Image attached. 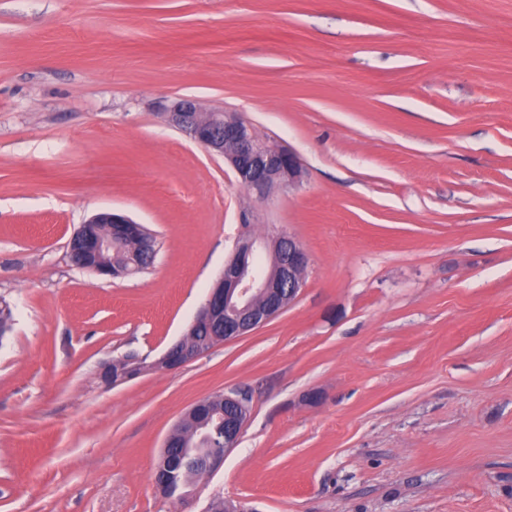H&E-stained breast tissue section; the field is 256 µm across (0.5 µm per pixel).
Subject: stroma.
Instances as JSON below:
<instances>
[{"instance_id": "stroma-1", "label": "stroma", "mask_w": 512, "mask_h": 512, "mask_svg": "<svg viewBox=\"0 0 512 512\" xmlns=\"http://www.w3.org/2000/svg\"><path fill=\"white\" fill-rule=\"evenodd\" d=\"M179 97L295 152L258 203L167 125ZM127 213L152 265L68 242ZM309 256L285 311L170 371L242 222ZM0 512H175L153 472L203 398L249 399L187 489L252 512H512V0H0ZM135 355H126L122 357L121 359L115 360L112 363H109L105 366L103 373H102V380L108 384L112 385V376L110 374L111 370L113 369V372H116L118 368L122 369L125 373H127L129 376H137L140 374L139 369V361L135 359ZM129 376H125L123 378H119L116 382L123 381L130 379ZM115 382V383H116Z\"/></svg>"}]
</instances>
